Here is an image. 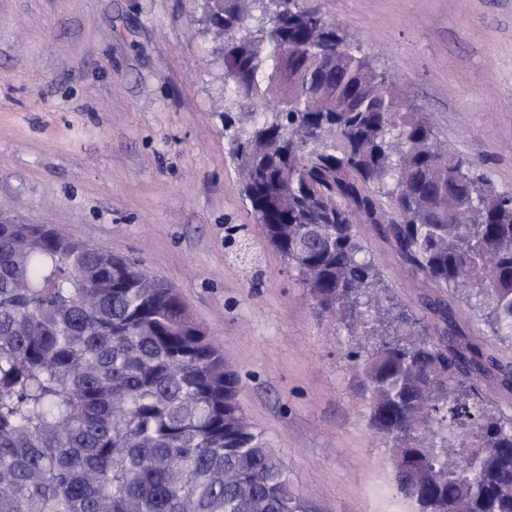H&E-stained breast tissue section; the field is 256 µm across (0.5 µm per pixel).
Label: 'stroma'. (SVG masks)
I'll list each match as a JSON object with an SVG mask.
<instances>
[{
	"mask_svg": "<svg viewBox=\"0 0 512 512\" xmlns=\"http://www.w3.org/2000/svg\"><path fill=\"white\" fill-rule=\"evenodd\" d=\"M426 112L442 146L512 192V0H302ZM202 0H0V212L138 260L223 346L238 400L312 512H414L346 358L242 194ZM357 232L390 300L512 363L486 309Z\"/></svg>",
	"mask_w": 512,
	"mask_h": 512,
	"instance_id": "obj_1",
	"label": "stroma"
}]
</instances>
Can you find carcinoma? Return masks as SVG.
<instances>
[{"instance_id":"1","label":"carcinoma","mask_w":512,"mask_h":512,"mask_svg":"<svg viewBox=\"0 0 512 512\" xmlns=\"http://www.w3.org/2000/svg\"><path fill=\"white\" fill-rule=\"evenodd\" d=\"M212 0L220 115L245 200L321 315L365 327L347 357L415 512H512V418L479 378L512 365L436 341L387 300L356 225L488 308L512 341V193L474 176L334 22L280 0ZM315 128L308 148L303 131ZM469 223L448 216V190ZM387 202H382V199ZM48 224L0 226V512H310L238 402L237 374L174 288Z\"/></svg>"}]
</instances>
